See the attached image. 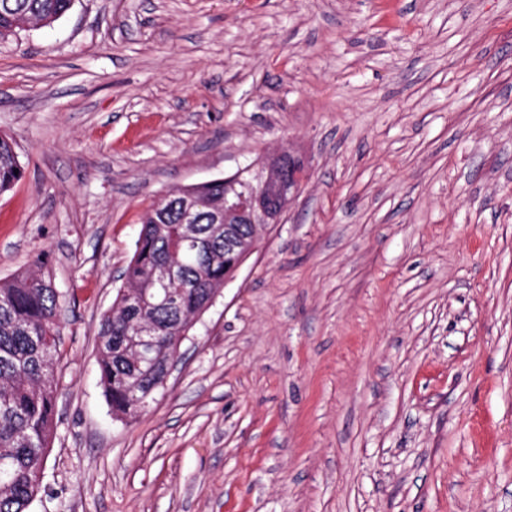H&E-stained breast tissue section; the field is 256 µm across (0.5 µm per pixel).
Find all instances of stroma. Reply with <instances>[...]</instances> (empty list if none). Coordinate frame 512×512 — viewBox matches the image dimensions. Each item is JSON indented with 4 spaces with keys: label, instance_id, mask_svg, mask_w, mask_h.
<instances>
[{
    "label": "stroma",
    "instance_id": "stroma-1",
    "mask_svg": "<svg viewBox=\"0 0 512 512\" xmlns=\"http://www.w3.org/2000/svg\"><path fill=\"white\" fill-rule=\"evenodd\" d=\"M0 279L62 307L29 512H512V0H74L0 39ZM306 177L114 419L100 321L145 211ZM18 169V174L14 173ZM24 166L15 150L12 139L0 136V194L10 191L22 178Z\"/></svg>",
    "mask_w": 512,
    "mask_h": 512
}]
</instances>
